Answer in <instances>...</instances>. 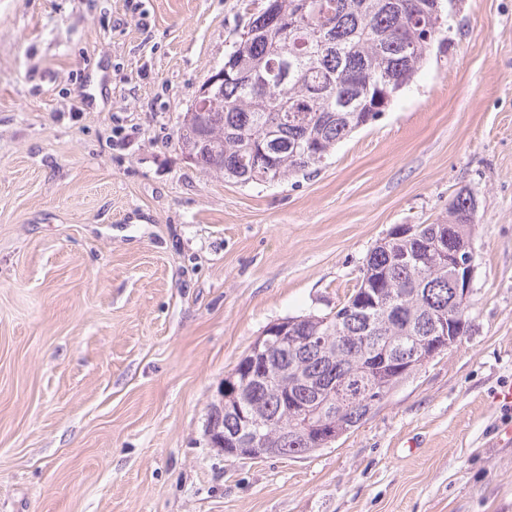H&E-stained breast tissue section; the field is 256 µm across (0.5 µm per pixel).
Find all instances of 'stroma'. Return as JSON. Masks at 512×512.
<instances>
[{"mask_svg": "<svg viewBox=\"0 0 512 512\" xmlns=\"http://www.w3.org/2000/svg\"><path fill=\"white\" fill-rule=\"evenodd\" d=\"M265 3L0 0V512H512V0H444L378 121L311 174L240 184L177 131ZM461 190L464 336L331 447L213 448L263 330L335 310ZM476 201L467 191H459L451 201L448 213L455 224H474L476 216Z\"/></svg>", "mask_w": 512, "mask_h": 512, "instance_id": "35a3bbf8", "label": "stroma"}]
</instances>
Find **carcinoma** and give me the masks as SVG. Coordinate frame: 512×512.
<instances>
[{"label":"carcinoma","instance_id":"cac0c4a2","mask_svg":"<svg viewBox=\"0 0 512 512\" xmlns=\"http://www.w3.org/2000/svg\"><path fill=\"white\" fill-rule=\"evenodd\" d=\"M270 10L288 19L287 34L266 29ZM444 22L442 0H267L224 59V93L209 106L221 124L199 167L242 184L311 174L319 158L386 112L413 81ZM261 147L277 152L275 170L258 163ZM448 213L456 224L474 223V197L459 191ZM446 231V224H420L409 236L395 229L393 238L375 244L347 300L320 315L327 319L320 335L346 336V344L326 351L269 338L278 367L288 368L286 380L276 371L254 380L243 357L233 373L245 387L224 413V436L246 430L243 417L257 416L269 422L265 447H310L280 410L288 391L307 399L299 385L306 376L336 379V411L324 418L342 436L357 428L401 382L397 368L405 362L391 359V370L378 379L354 365L369 364L380 338L411 348L430 335L435 320L454 314L448 263L437 250ZM363 294L377 305L358 307Z\"/></svg>","mask_w":512,"mask_h":512}]
</instances>
